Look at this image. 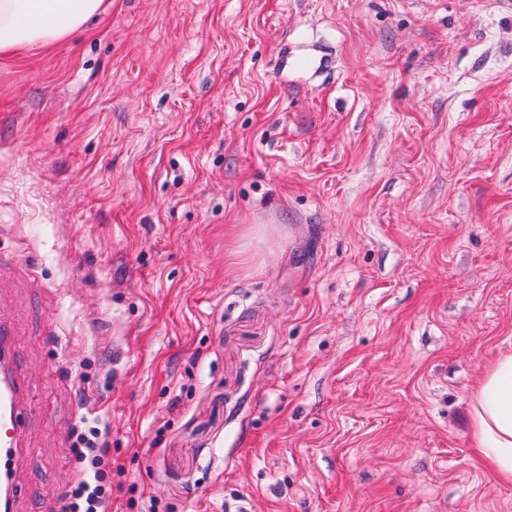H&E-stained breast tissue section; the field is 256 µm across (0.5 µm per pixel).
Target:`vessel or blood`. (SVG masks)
Returning <instances> with one entry per match:
<instances>
[{
    "label": "vessel or blood",
    "instance_id": "vessel-or-blood-1",
    "mask_svg": "<svg viewBox=\"0 0 512 512\" xmlns=\"http://www.w3.org/2000/svg\"><path fill=\"white\" fill-rule=\"evenodd\" d=\"M11 333L0 323V483L11 479L21 449L19 387L13 374Z\"/></svg>",
    "mask_w": 512,
    "mask_h": 512
}]
</instances>
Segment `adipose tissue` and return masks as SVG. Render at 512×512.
<instances>
[{"mask_svg":"<svg viewBox=\"0 0 512 512\" xmlns=\"http://www.w3.org/2000/svg\"><path fill=\"white\" fill-rule=\"evenodd\" d=\"M102 0H0V51L61 40L82 27ZM478 453L497 477L512 482V352L484 369L470 396Z\"/></svg>","mask_w":512,"mask_h":512,"instance_id":"1","label":"adipose tissue"}]
</instances>
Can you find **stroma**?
<instances>
[{"label": "stroma", "instance_id": "35a3bbf8", "mask_svg": "<svg viewBox=\"0 0 512 512\" xmlns=\"http://www.w3.org/2000/svg\"><path fill=\"white\" fill-rule=\"evenodd\" d=\"M503 3L104 0L0 52L16 512H65L83 419L108 512H512L469 406L512 350Z\"/></svg>", "mask_w": 512, "mask_h": 512}]
</instances>
